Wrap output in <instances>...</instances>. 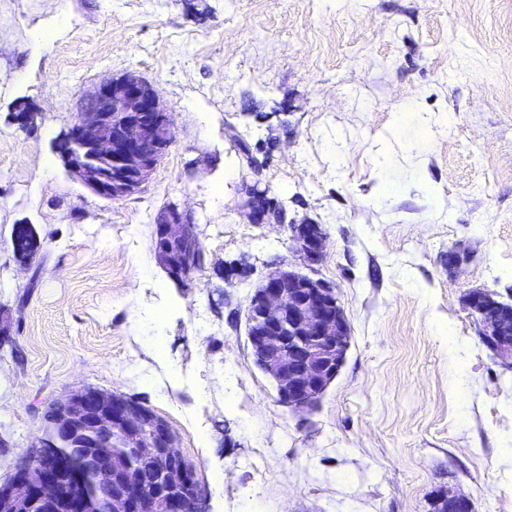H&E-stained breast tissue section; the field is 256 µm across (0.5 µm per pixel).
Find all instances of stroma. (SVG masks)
<instances>
[{
	"instance_id": "1",
	"label": "stroma",
	"mask_w": 512,
	"mask_h": 512,
	"mask_svg": "<svg viewBox=\"0 0 512 512\" xmlns=\"http://www.w3.org/2000/svg\"><path fill=\"white\" fill-rule=\"evenodd\" d=\"M126 75L153 85L176 141L107 201L53 144L83 92ZM240 139L289 220L322 226L315 275L351 327L303 418L245 335L255 278L296 255L288 228L237 209ZM171 203L207 259L184 286L152 252ZM19 222L44 241L33 289L11 259ZM241 260L252 279L227 287L216 268ZM472 288L512 299V0H0V484L49 403L93 387L169 423L206 512H430L442 490L512 512V373L463 305Z\"/></svg>"
}]
</instances>
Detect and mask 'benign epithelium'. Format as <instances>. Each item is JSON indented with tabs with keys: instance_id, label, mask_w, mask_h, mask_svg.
Returning <instances> with one entry per match:
<instances>
[{
	"instance_id": "7a95c632",
	"label": "benign epithelium",
	"mask_w": 512,
	"mask_h": 512,
	"mask_svg": "<svg viewBox=\"0 0 512 512\" xmlns=\"http://www.w3.org/2000/svg\"><path fill=\"white\" fill-rule=\"evenodd\" d=\"M69 145L63 166L97 196L121 200L141 190L175 143L173 115L147 81L123 76L101 82L81 98L79 112L63 133ZM270 189L256 178L245 182L238 207L251 224L278 223ZM293 241L309 270L321 262L325 233L319 224H295ZM27 247L15 251L28 271L42 244L32 225H13ZM201 239L192 218L168 207L156 225L154 259L173 281L185 283L198 269ZM485 346L512 372V301L486 288L464 296ZM246 335L257 367L275 383L278 402L293 412L313 409L339 374L351 328L335 289L287 263L273 267L246 306ZM50 426L12 478L0 484V512H204L194 466L179 450L170 425L151 408L121 394L91 387L69 392L51 407ZM119 437L155 463L156 486L97 449ZM91 462L94 499L76 455ZM453 512H474L472 500L448 495Z\"/></svg>"
}]
</instances>
